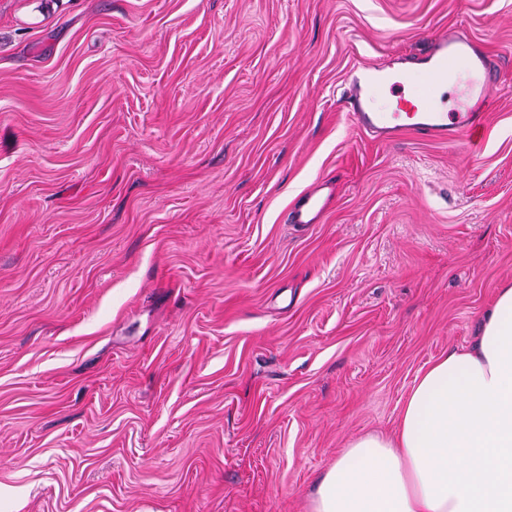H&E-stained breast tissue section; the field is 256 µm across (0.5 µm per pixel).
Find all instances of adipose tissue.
Listing matches in <instances>:
<instances>
[{"label":"adipose tissue","mask_w":512,"mask_h":512,"mask_svg":"<svg viewBox=\"0 0 512 512\" xmlns=\"http://www.w3.org/2000/svg\"><path fill=\"white\" fill-rule=\"evenodd\" d=\"M312 512H512V284L471 347L417 376L393 436L342 451Z\"/></svg>","instance_id":"adipose-tissue-1"}]
</instances>
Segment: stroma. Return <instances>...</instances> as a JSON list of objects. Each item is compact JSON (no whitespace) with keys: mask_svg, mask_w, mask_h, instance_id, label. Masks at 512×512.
<instances>
[{"mask_svg":"<svg viewBox=\"0 0 512 512\" xmlns=\"http://www.w3.org/2000/svg\"><path fill=\"white\" fill-rule=\"evenodd\" d=\"M456 28L479 147L348 119ZM511 282L512 0H0V512H310ZM327 198L320 193V189L310 192L301 202L295 206L289 214L291 224H317L325 210Z\"/></svg>","mask_w":512,"mask_h":512,"instance_id":"1","label":"stroma"}]
</instances>
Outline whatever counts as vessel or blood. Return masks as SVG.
<instances>
[{
    "instance_id": "b4317fda",
    "label": "vessel or blood",
    "mask_w": 512,
    "mask_h": 512,
    "mask_svg": "<svg viewBox=\"0 0 512 512\" xmlns=\"http://www.w3.org/2000/svg\"><path fill=\"white\" fill-rule=\"evenodd\" d=\"M463 71L475 76L479 92L471 95L462 111H440L430 89L453 86ZM493 80L492 59L463 34L443 30L434 36L420 67L397 73L385 62L357 67L343 106L358 128L383 142L412 132L443 142L464 140L475 147L484 136L491 106L486 89ZM383 89L390 90L398 106H405V113L374 108V97ZM326 204L320 191H312L292 209L289 220L299 225L318 223Z\"/></svg>"
}]
</instances>
